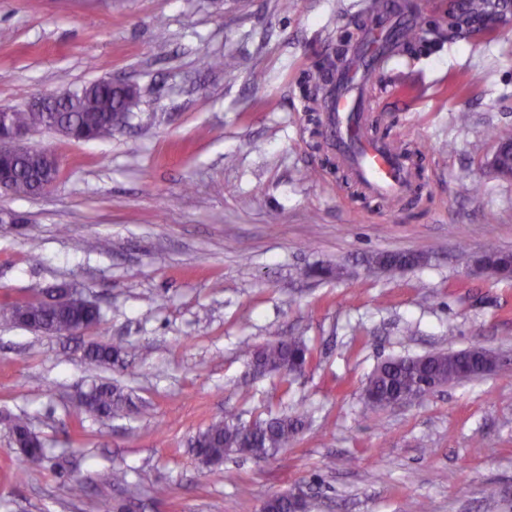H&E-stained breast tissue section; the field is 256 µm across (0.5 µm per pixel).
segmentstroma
Listing matches in <instances>:
<instances>
[{
	"instance_id": "obj_1",
	"label": "stroma",
	"mask_w": 512,
	"mask_h": 512,
	"mask_svg": "<svg viewBox=\"0 0 512 512\" xmlns=\"http://www.w3.org/2000/svg\"><path fill=\"white\" fill-rule=\"evenodd\" d=\"M365 2L0 0V106L101 79L142 90L112 135H30L60 163L50 191L0 190V306L67 282L102 311L68 339L0 323V512H99L103 498L130 512H260L298 489L312 512H415L421 500L512 512V280L471 265L491 245L512 252V179L489 166L496 131L512 127V21L476 36L449 28L448 0H420L426 34L380 72L375 101L393 117L380 136L418 150L426 188L382 201L312 138L301 91L355 42ZM226 54L233 71L210 67ZM414 250L426 259L400 272L365 263ZM276 332L313 347L301 374L250 372L247 351ZM119 342L125 366L83 356ZM475 342L502 357L494 375L366 413L383 360ZM100 382L139 412L85 413L79 398ZM297 408L308 426L267 461L214 468L191 446L225 415ZM15 414L49 450L35 480L6 425Z\"/></svg>"
}]
</instances>
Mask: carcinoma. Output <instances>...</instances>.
<instances>
[{"instance_id": "1", "label": "carcinoma", "mask_w": 512, "mask_h": 512, "mask_svg": "<svg viewBox=\"0 0 512 512\" xmlns=\"http://www.w3.org/2000/svg\"><path fill=\"white\" fill-rule=\"evenodd\" d=\"M465 12L480 18L491 13L493 0H464ZM135 98L125 90L115 87L112 82L101 80L90 83L69 93L46 112L24 108L11 113L14 124L29 129H53L57 125L76 128L81 140L93 141L112 134L128 120ZM12 191L19 195H32L40 190L44 176V161L30 152L23 144L10 159ZM424 258L422 252H383L368 260L370 267L388 271H399L418 264ZM26 312L37 327L57 337H69L80 327L97 326L100 310L91 301H84L66 308H57L48 299L21 305L14 302L0 309V321L18 324L21 313ZM489 350L480 344L464 349V353L448 357L445 351H438L426 358L409 357L398 362L385 364L374 370L368 385L378 393L376 402L368 405L374 411L385 408V403L399 395L415 389L430 386L443 388L459 382L458 368L480 362ZM128 355L125 346H93L85 356L97 365L112 364ZM312 357V349L300 336H288L268 344L250 354L248 362L257 375L270 372L295 374L301 372ZM125 404V397L116 388L101 384L85 392L81 406L90 414L110 418ZM305 425L302 414L268 415L254 423H244L231 418L215 420L200 431L194 447L198 455L213 465L224 463L230 456H243L261 461L276 456L292 445ZM13 444L17 448L21 463L29 468V475L38 472L37 466L46 455L41 438L32 430L27 420L14 415L9 419Z\"/></svg>"}]
</instances>
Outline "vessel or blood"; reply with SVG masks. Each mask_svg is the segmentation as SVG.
<instances>
[{"instance_id": "b4317fda", "label": "vessel or blood", "mask_w": 512, "mask_h": 512, "mask_svg": "<svg viewBox=\"0 0 512 512\" xmlns=\"http://www.w3.org/2000/svg\"><path fill=\"white\" fill-rule=\"evenodd\" d=\"M412 16L399 15L391 6H383L373 15L375 40H364L356 49L357 67L351 73L331 76L324 90L325 121L322 136L348 167L352 177L369 194L403 199L410 195L414 172L405 157L390 144L365 137L362 115L372 108L371 100L361 92L363 76L371 68L393 63L395 48L383 47L381 40L414 27Z\"/></svg>"}]
</instances>
